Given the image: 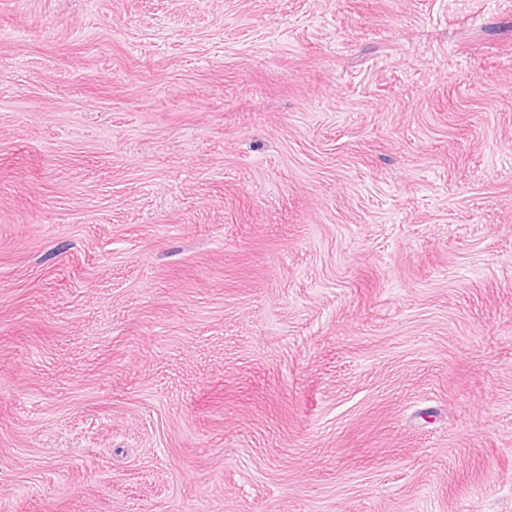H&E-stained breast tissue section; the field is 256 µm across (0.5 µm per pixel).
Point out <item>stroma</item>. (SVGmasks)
I'll use <instances>...</instances> for the list:
<instances>
[{
    "mask_svg": "<svg viewBox=\"0 0 512 512\" xmlns=\"http://www.w3.org/2000/svg\"><path fill=\"white\" fill-rule=\"evenodd\" d=\"M0 512H512V0H0Z\"/></svg>",
    "mask_w": 512,
    "mask_h": 512,
    "instance_id": "stroma-1",
    "label": "stroma"
}]
</instances>
